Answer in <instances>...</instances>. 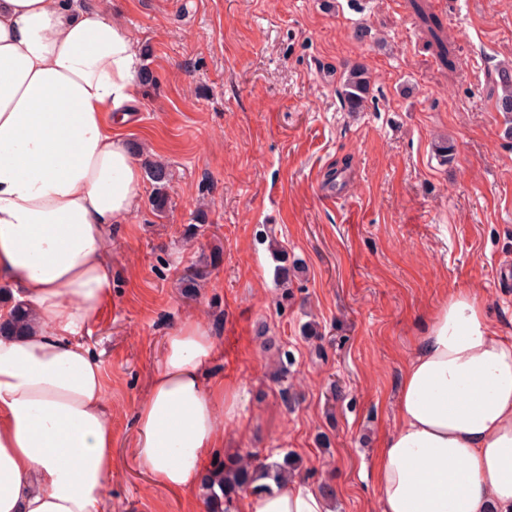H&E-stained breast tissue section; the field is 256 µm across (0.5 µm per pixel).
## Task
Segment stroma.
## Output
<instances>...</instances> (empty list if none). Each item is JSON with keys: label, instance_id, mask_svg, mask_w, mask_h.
Here are the masks:
<instances>
[{"label": "stroma", "instance_id": "stroma-1", "mask_svg": "<svg viewBox=\"0 0 512 512\" xmlns=\"http://www.w3.org/2000/svg\"><path fill=\"white\" fill-rule=\"evenodd\" d=\"M152 74L124 128L138 161H163L170 208L149 199L112 225V301L83 334L108 381V512H206L202 493L151 483L134 454L136 410L184 323L215 342L207 375L243 392L215 458L283 450L328 512H381L371 470L395 426L415 341L458 288L512 339V122L492 82L512 67V0H112ZM370 36L357 39L358 27ZM373 85L344 111L336 81ZM455 148L443 162L440 138ZM346 165L344 183L324 174ZM297 262L277 302L268 237ZM219 251L197 293L182 279ZM318 323L322 340L306 339ZM291 352L296 394L269 376ZM372 77L363 67L347 66L336 86V95L347 112L364 111L371 90Z\"/></svg>", "mask_w": 512, "mask_h": 512}]
</instances>
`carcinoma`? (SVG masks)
<instances>
[{
    "mask_svg": "<svg viewBox=\"0 0 512 512\" xmlns=\"http://www.w3.org/2000/svg\"><path fill=\"white\" fill-rule=\"evenodd\" d=\"M372 77L363 67L358 65L347 66L336 86V95L342 108L348 112H362L366 107L371 90ZM495 83L500 93L496 94L494 108L508 119L512 118V68L501 67L496 69ZM146 174L154 183V194L151 205L154 211L163 213L168 206V196L165 188L169 181L167 167L162 163H151L146 166ZM276 266L277 286L281 291V302L288 301L290 296L289 285L290 268L288 267V254L275 239L269 240ZM219 255L213 254L210 263H200L195 269L183 278L186 288L195 289L199 282L205 280L210 271L209 265L218 260ZM30 322L28 312L20 307L14 309V315L7 323L0 322V334L4 332L19 331ZM291 356L283 352L278 356V365L274 379L280 386V394L284 401L292 398L290 385H288V366ZM300 472V459L293 453L284 452L277 459L263 462L247 451L235 453L217 463L204 479V503L207 512H230L232 504L239 492L247 490L255 495L264 494L272 490V486L294 479Z\"/></svg>",
    "mask_w": 512,
    "mask_h": 512,
    "instance_id": "cac0c4a2",
    "label": "carcinoma"
}]
</instances>
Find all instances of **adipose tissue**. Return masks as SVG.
<instances>
[{"label": "adipose tissue", "instance_id": "obj_1", "mask_svg": "<svg viewBox=\"0 0 512 512\" xmlns=\"http://www.w3.org/2000/svg\"><path fill=\"white\" fill-rule=\"evenodd\" d=\"M112 0H0V286L32 312L0 336V512H105L112 422L105 370L79 335L112 300L111 225L138 207L143 170L120 133L141 92L138 50ZM205 327L165 342L136 413L150 480L195 490L237 385L205 378ZM377 456L382 512H512V339L452 292L419 336ZM245 512H327L296 481Z\"/></svg>", "mask_w": 512, "mask_h": 512}]
</instances>
